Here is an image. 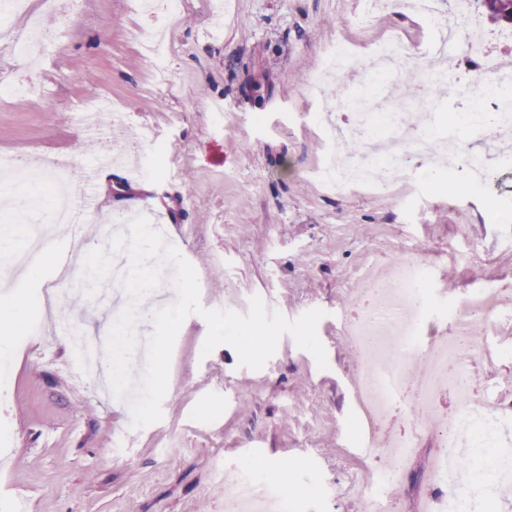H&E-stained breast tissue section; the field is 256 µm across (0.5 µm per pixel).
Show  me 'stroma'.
Masks as SVG:
<instances>
[{"instance_id":"obj_1","label":"stroma","mask_w":512,"mask_h":512,"mask_svg":"<svg viewBox=\"0 0 512 512\" xmlns=\"http://www.w3.org/2000/svg\"><path fill=\"white\" fill-rule=\"evenodd\" d=\"M364 0H184L167 23L168 74L131 37L153 29L139 0H79L42 10L54 48L39 65L0 51V85L35 83L21 101L0 98V157L37 163L58 157L75 172L70 186L82 207L88 171H96L98 205L91 224L128 211L146 216L195 268L208 309L247 313L251 297L290 319L324 310L317 326L328 366L291 335L281 337L259 370L239 366L228 345L203 354L206 321L183 322L173 348L163 417L133 428L128 404L76 381L83 357L68 344L71 326L93 342L112 328V298L87 300L81 284L59 305L40 300L41 283L23 269L0 272V295L27 287L30 326L41 335L13 338L10 371L0 373V512H224L241 467L277 489L288 512H368L382 460L369 448L356 405L357 351L343 335L363 272L412 257L428 262L425 336L447 335L454 299L498 290L508 317L500 336L477 323L493 346L512 336V163L478 195L453 193L447 174H416L415 194L372 186L336 192L315 176L328 143L311 114L332 111L356 91L354 71L322 91L310 84L336 41L367 58L393 32L409 34L415 76L434 57V25L409 12L382 13L366 29L354 17ZM448 76L468 91L436 95L438 116L470 108L477 72L463 41L449 43ZM91 78L87 94L75 73ZM111 115L87 128L91 101ZM223 108L222 116L211 105ZM153 141L140 145L144 129ZM119 135L135 167L112 165L109 139ZM5 192L36 198L35 209L0 205V225H17L13 249L46 218L40 185L8 183ZM437 453L424 439L407 473L387 486L398 512H413L429 489ZM486 494L473 512H512V441L488 449Z\"/></svg>"}]
</instances>
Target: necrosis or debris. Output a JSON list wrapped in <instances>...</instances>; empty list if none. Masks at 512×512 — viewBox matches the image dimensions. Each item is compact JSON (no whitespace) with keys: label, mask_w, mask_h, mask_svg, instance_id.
Masks as SVG:
<instances>
[{"label":"necrosis or debris","mask_w":512,"mask_h":512,"mask_svg":"<svg viewBox=\"0 0 512 512\" xmlns=\"http://www.w3.org/2000/svg\"><path fill=\"white\" fill-rule=\"evenodd\" d=\"M416 15L435 21L453 32H464L468 53L479 61L488 92L477 111L458 113L455 126L445 129L436 123L434 113L390 112L384 107L400 72L411 56L409 43L392 35L380 42L367 62L355 63L343 42L333 45L323 69L312 78V85L337 77L348 68H357L365 85L363 107L346 112L331 121L333 131L327 156L317 173L320 180L337 191L357 190L372 181L403 184L412 178L421 163L456 174L466 169L474 191H484L494 169L490 153L464 148L457 135L460 128L473 126L488 134L512 133V113L503 111L500 88L512 84L486 44V30L471 0H408ZM364 144L361 153H352L351 141ZM71 172L63 162L28 172L26 179L47 185L53 199L50 221L67 224L77 212L66 188ZM425 262L405 260L395 264L389 276L373 277L360 297L357 310L345 334L359 351L360 377L356 398L367 425L369 438L385 459L381 482L399 479L414 459L422 434L433 433L441 447H454L463 426L496 440L502 418L512 412V402L496 398L472 404L468 395L473 383L476 355L485 364L494 363L499 353L486 350L481 337L471 335L474 322H495L499 316L493 304L494 290L482 291L479 299L457 305L448 325V339L442 345L425 340L421 328L426 314ZM430 357L427 373L413 376L407 364L412 354ZM458 389L457 410L445 418L434 417L443 391ZM403 410L410 430L395 439L388 438L389 417Z\"/></svg>","instance_id":"obj_1"}]
</instances>
